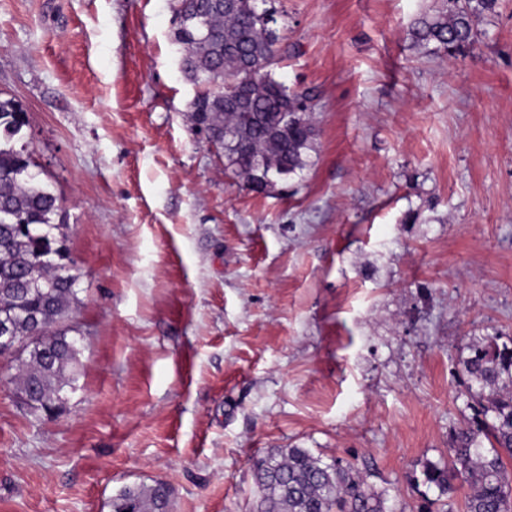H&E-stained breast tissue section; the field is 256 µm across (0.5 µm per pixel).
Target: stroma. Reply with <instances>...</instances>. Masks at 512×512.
I'll list each match as a JSON object with an SVG mask.
<instances>
[{
	"instance_id": "obj_1",
	"label": "stroma",
	"mask_w": 512,
	"mask_h": 512,
	"mask_svg": "<svg viewBox=\"0 0 512 512\" xmlns=\"http://www.w3.org/2000/svg\"><path fill=\"white\" fill-rule=\"evenodd\" d=\"M435 0H275L276 79L310 91L311 164L267 192L192 130L177 0H0V92L66 215L80 377L24 408L0 360V512H251L252 466L306 448L390 512L469 415L461 361L512 337V0L458 58ZM172 506L168 485H133L123 488L112 498V512H169Z\"/></svg>"
}]
</instances>
